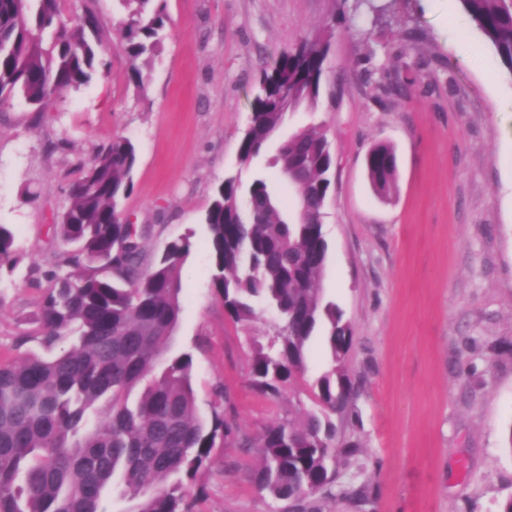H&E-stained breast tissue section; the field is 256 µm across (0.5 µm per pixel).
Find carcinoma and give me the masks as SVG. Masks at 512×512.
I'll return each instance as SVG.
<instances>
[{
  "instance_id": "carcinoma-1",
  "label": "carcinoma",
  "mask_w": 512,
  "mask_h": 512,
  "mask_svg": "<svg viewBox=\"0 0 512 512\" xmlns=\"http://www.w3.org/2000/svg\"><path fill=\"white\" fill-rule=\"evenodd\" d=\"M120 48L130 81L146 87L145 68L169 22L167 0H116ZM468 21L512 73V0H459ZM98 16L61 0H0V106L16 98L41 118L57 94L87 84L103 64ZM328 45L303 38L263 69L238 157L248 167L263 156L286 112L313 111L320 97ZM336 161L325 134L293 132L266 163L291 193L292 213L272 193L264 172L246 194L236 177L213 190L202 218L215 270L212 285L236 323L256 304L275 309L274 342L251 348V387L265 397L302 378L312 342L323 330L327 368L313 385L315 409L288 411L258 438L257 491L315 512L304 500L336 485L339 460L353 450L336 443V415L354 396L347 373L353 328L319 280L328 245L324 207ZM137 149L126 137L101 145L68 191L51 235L64 249L49 269L34 321L15 347L37 342L36 354L0 360V512H107L116 492L130 512H189L188 488L212 463L217 444L234 436L226 391H214L210 418L200 417L188 353L165 358L181 312L182 272L193 234L158 254L146 249L149 225L133 224L122 203L134 189ZM375 195L396 189L394 147L379 142L365 157ZM14 233L0 224V270L14 271Z\"/></svg>"
}]
</instances>
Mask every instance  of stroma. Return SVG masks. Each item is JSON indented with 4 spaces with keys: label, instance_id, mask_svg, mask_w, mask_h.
<instances>
[{
    "label": "stroma",
    "instance_id": "obj_1",
    "mask_svg": "<svg viewBox=\"0 0 512 512\" xmlns=\"http://www.w3.org/2000/svg\"><path fill=\"white\" fill-rule=\"evenodd\" d=\"M84 3L102 20L103 66L41 119L19 100L0 110V224L21 257L0 275V360L19 357L17 336L36 328L40 290L29 271L60 248L48 227L76 164L122 136L138 154L126 210L155 227L147 249L195 232L171 352L194 358L199 413L223 386L239 437L254 439L287 411L312 408L309 385L326 365L320 343L303 383L276 399L252 390L248 339L268 342L276 319L267 310L249 323L227 317L201 216L225 176L252 180L238 147L263 68L323 35L318 107L287 113L282 131L317 127L336 155L320 286L354 330L356 393L336 425L340 445L358 452L313 503L318 512H497L512 496V73L458 0H392L381 21L356 0H167L143 93L127 78L113 0ZM395 81L403 93L378 101ZM378 142L398 158L388 200L365 170ZM259 458L236 440L214 449L192 512H288L251 482ZM359 486L370 491L361 507L341 494Z\"/></svg>",
    "mask_w": 512,
    "mask_h": 512
}]
</instances>
